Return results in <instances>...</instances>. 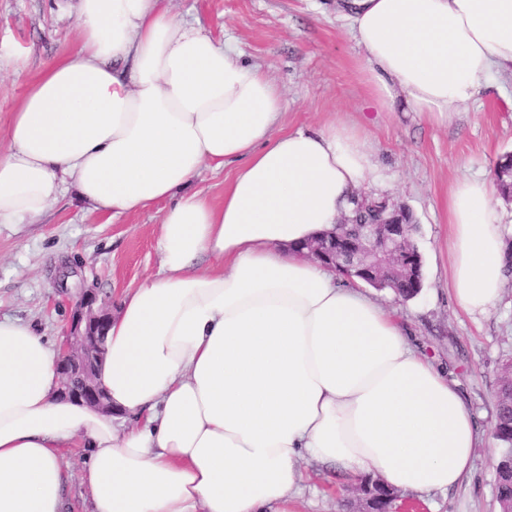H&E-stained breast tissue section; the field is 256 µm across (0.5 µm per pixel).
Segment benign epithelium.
I'll list each match as a JSON object with an SVG mask.
<instances>
[{"instance_id":"benign-epithelium-1","label":"benign epithelium","mask_w":512,"mask_h":512,"mask_svg":"<svg viewBox=\"0 0 512 512\" xmlns=\"http://www.w3.org/2000/svg\"><path fill=\"white\" fill-rule=\"evenodd\" d=\"M399 217L400 210L395 208L382 212L372 223L359 225L351 234L338 236L329 232L306 245V256L368 283L380 280L389 272L419 284L422 281L420 255L401 245L399 234L404 224L398 222ZM110 320L104 304L98 303L96 293L81 289L72 305L55 364L60 377L59 397L105 415L112 414V407L95 366L104 356L102 334ZM354 494L359 512H377L371 486L361 483L354 488Z\"/></svg>"}]
</instances>
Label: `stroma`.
Wrapping results in <instances>:
<instances>
[{"label":"stroma","instance_id":"stroma-1","mask_svg":"<svg viewBox=\"0 0 512 512\" xmlns=\"http://www.w3.org/2000/svg\"><path fill=\"white\" fill-rule=\"evenodd\" d=\"M172 12L242 49L283 93L278 131L341 121L365 124L381 183L371 199L408 208L423 260L418 296L377 292L409 326L413 340L458 386L481 435L493 424L503 366L512 361V273L487 315L465 312L448 290V188L463 177L493 174L512 154V79L481 92L448 126L412 114L364 110V52L336 0H170ZM80 47L78 0H0V151L14 112L41 72ZM162 205L109 217L67 192L36 224H0V318L31 326L52 346L80 289L119 303L129 288L157 274L155 239ZM75 276L60 280L62 265ZM499 449L480 443L470 473L445 491L410 494L420 512H499ZM294 512H346L352 483L334 468L305 462Z\"/></svg>","mask_w":512,"mask_h":512}]
</instances>
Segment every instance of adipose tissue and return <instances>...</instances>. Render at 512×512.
I'll return each mask as SVG.
<instances>
[{"instance_id":"adipose-tissue-1","label":"adipose tissue","mask_w":512,"mask_h":512,"mask_svg":"<svg viewBox=\"0 0 512 512\" xmlns=\"http://www.w3.org/2000/svg\"><path fill=\"white\" fill-rule=\"evenodd\" d=\"M368 98L453 122L512 77V0H346ZM80 50L31 84L0 153V224L39 221L68 189L110 216L166 207L160 271L112 317L102 415L57 395L43 336L0 320V512H63L81 442L90 512H288L301 465L398 491L456 486L478 446L456 384L354 280L298 253L374 181L364 128L275 134L283 93L166 0H79ZM237 168L221 202L192 190ZM497 186L448 192L450 287L491 312L506 280ZM212 265L200 270L203 258Z\"/></svg>"}]
</instances>
